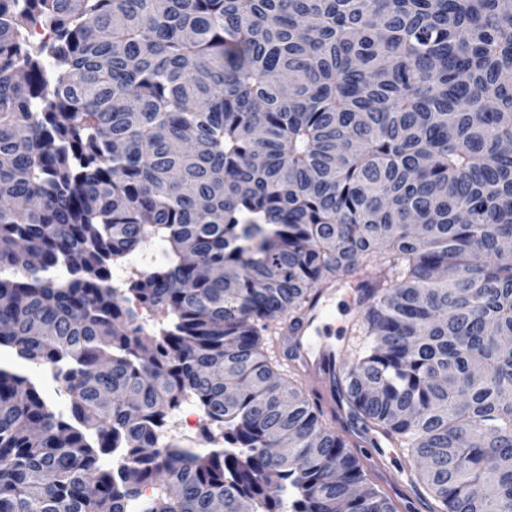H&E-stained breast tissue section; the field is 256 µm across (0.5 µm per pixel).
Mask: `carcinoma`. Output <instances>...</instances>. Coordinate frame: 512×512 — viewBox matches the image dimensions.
I'll return each instance as SVG.
<instances>
[{"mask_svg": "<svg viewBox=\"0 0 512 512\" xmlns=\"http://www.w3.org/2000/svg\"><path fill=\"white\" fill-rule=\"evenodd\" d=\"M15 2L0 348L71 403L0 365V512H414L264 354L346 280L350 416L429 512H512V0ZM188 397L207 452L160 437Z\"/></svg>", "mask_w": 512, "mask_h": 512, "instance_id": "obj_1", "label": "carcinoma"}]
</instances>
